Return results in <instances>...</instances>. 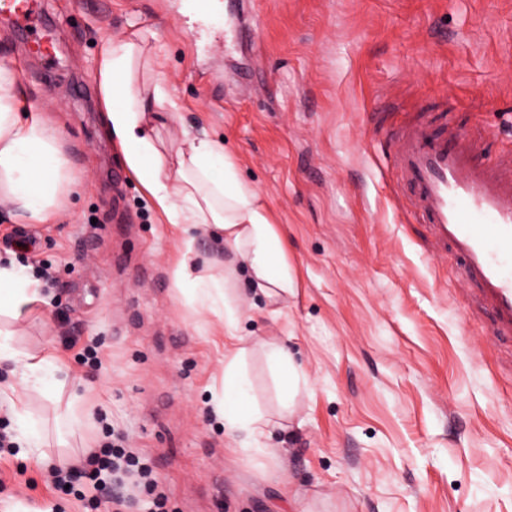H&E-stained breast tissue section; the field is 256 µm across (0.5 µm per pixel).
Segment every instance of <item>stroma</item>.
Instances as JSON below:
<instances>
[{
    "label": "stroma",
    "instance_id": "1",
    "mask_svg": "<svg viewBox=\"0 0 512 512\" xmlns=\"http://www.w3.org/2000/svg\"><path fill=\"white\" fill-rule=\"evenodd\" d=\"M54 12L46 74L0 22L18 95L51 118L81 188L55 224L0 213V257L49 306L13 339L84 382L68 439L83 469L103 429L149 454L169 512H512V339L453 254L433 250L389 164L401 125L455 127L483 157L512 153V0H223L191 19L174 0H40ZM160 47L179 104L163 138H224L264 197L296 285L268 302L244 270L236 337L206 330L174 285L167 223L102 126L93 66L106 38ZM468 322H461V313ZM243 339L263 411L261 345H285L309 385L271 457L235 449L211 403ZM95 343L100 367L77 345ZM83 512L45 466L0 453V512Z\"/></svg>",
    "mask_w": 512,
    "mask_h": 512
}]
</instances>
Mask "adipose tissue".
<instances>
[{
	"mask_svg": "<svg viewBox=\"0 0 512 512\" xmlns=\"http://www.w3.org/2000/svg\"><path fill=\"white\" fill-rule=\"evenodd\" d=\"M104 104L103 127L121 151L126 167L149 195L167 223L181 226L184 237L173 276L180 296L199 316L217 318L227 333L239 323L236 293L230 278L236 267L248 270L265 297L291 293L293 274L263 196L243 183L237 164L222 140L208 134L183 133L164 141L151 105L174 113L159 62L140 35L107 40L95 64ZM77 180L63 142L45 115L24 113L16 94L11 62L0 59V210L26 224H55L67 213ZM219 244L220 253L201 266L190 263L198 235ZM47 298L43 285L14 261H0V365L8 364L17 383L0 387V403L12 414L15 439L23 456L45 459L47 437L25 402L29 388L53 380L49 400L67 384L56 360L42 350L22 351L12 344L24 319ZM279 380L275 415L260 408L243 372L246 351L224 357V382L213 392L225 431L238 450L255 458L269 456L264 439L276 418L293 413L308 379L290 353L277 344L264 347Z\"/></svg>",
	"mask_w": 512,
	"mask_h": 512,
	"instance_id": "obj_1",
	"label": "adipose tissue"
}]
</instances>
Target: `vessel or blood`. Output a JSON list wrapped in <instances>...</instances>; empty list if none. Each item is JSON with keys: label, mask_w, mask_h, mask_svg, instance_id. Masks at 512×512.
Returning a JSON list of instances; mask_svg holds the SVG:
<instances>
[{"label": "vessel or blood", "mask_w": 512, "mask_h": 512, "mask_svg": "<svg viewBox=\"0 0 512 512\" xmlns=\"http://www.w3.org/2000/svg\"><path fill=\"white\" fill-rule=\"evenodd\" d=\"M33 14L34 0H0V16L19 30ZM392 164L413 187L432 241L451 249L494 309L498 332L512 335V157L483 159L467 136L419 125L402 132Z\"/></svg>", "instance_id": "obj_1"}]
</instances>
